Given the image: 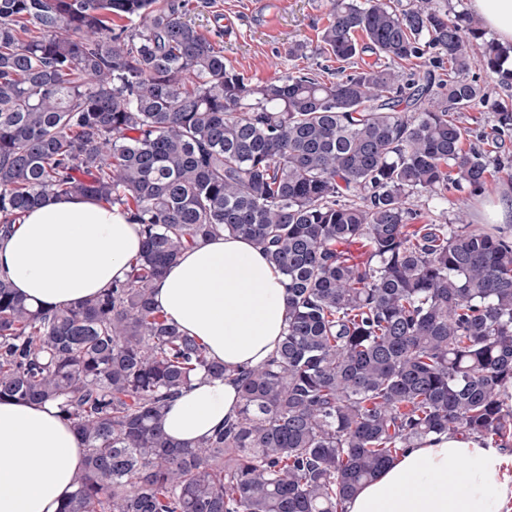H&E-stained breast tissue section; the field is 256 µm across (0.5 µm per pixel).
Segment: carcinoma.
<instances>
[{"label":"carcinoma","mask_w":512,"mask_h":512,"mask_svg":"<svg viewBox=\"0 0 512 512\" xmlns=\"http://www.w3.org/2000/svg\"><path fill=\"white\" fill-rule=\"evenodd\" d=\"M183 8L0 0V237L48 196L117 206L144 235L129 279L73 306L0 279V399L57 404L86 444L59 512H346L433 435L512 444V237L409 207L484 188L462 114L500 136L512 107L469 73L512 88V47L434 0H329L317 51L340 77L251 84ZM219 231L286 277L288 326L237 370L236 417L175 445L168 404L224 365L152 284ZM465 117L463 119L466 126H469L471 129H473V137L471 139L476 142L477 144H480L481 146H484L490 150H496L492 147H489L488 145H482L481 143L477 142L476 136H479L483 133L490 134L489 136V143L491 144V127L495 124L494 118L492 117L491 112H465Z\"/></svg>","instance_id":"obj_1"}]
</instances>
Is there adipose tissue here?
<instances>
[{"instance_id":"obj_1","label":"adipose tissue","mask_w":512,"mask_h":512,"mask_svg":"<svg viewBox=\"0 0 512 512\" xmlns=\"http://www.w3.org/2000/svg\"><path fill=\"white\" fill-rule=\"evenodd\" d=\"M485 27L512 44V0H469ZM140 225L119 207L49 197L0 239V279L28 300L70 306L127 281ZM286 279L247 239L219 233L184 250L153 284L155 304L212 359L233 370L263 363L287 325ZM240 393L200 377L168 406L177 444L211 435L235 416ZM86 447L55 407L0 401V512H59ZM347 512H512V455L469 435L434 437L365 483Z\"/></svg>"}]
</instances>
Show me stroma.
<instances>
[{"instance_id": "obj_1", "label": "stroma", "mask_w": 512, "mask_h": 512, "mask_svg": "<svg viewBox=\"0 0 512 512\" xmlns=\"http://www.w3.org/2000/svg\"><path fill=\"white\" fill-rule=\"evenodd\" d=\"M328 0H187L186 17L208 38L220 39L227 66L249 82L272 80L292 71L297 64L291 54L296 42L316 47L327 22ZM512 192V171L493 172L479 194L449 191L447 203H437L427 194L411 199V206L424 219L453 223L457 209H465L467 221L488 227L486 218L497 195Z\"/></svg>"}]
</instances>
